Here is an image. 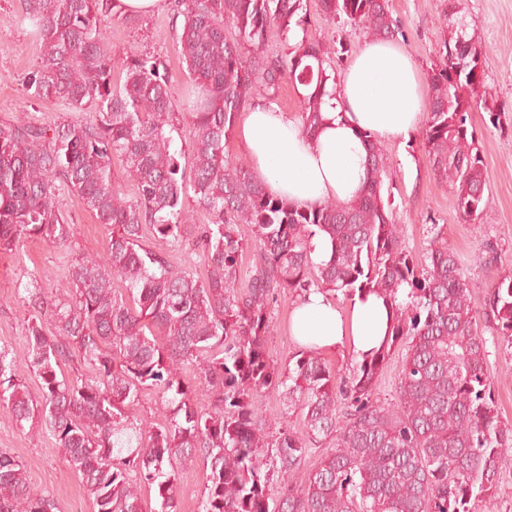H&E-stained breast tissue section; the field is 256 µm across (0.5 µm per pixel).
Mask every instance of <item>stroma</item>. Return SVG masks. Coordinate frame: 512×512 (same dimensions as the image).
<instances>
[{
    "instance_id": "1",
    "label": "stroma",
    "mask_w": 512,
    "mask_h": 512,
    "mask_svg": "<svg viewBox=\"0 0 512 512\" xmlns=\"http://www.w3.org/2000/svg\"><path fill=\"white\" fill-rule=\"evenodd\" d=\"M455 3L460 16L475 32L484 49L483 85L492 95L499 116L497 126L485 123L483 112L471 118L481 141V155L488 175L489 203L477 223L460 219L449 186L439 183L432 170L419 131L383 142L390 171L382 195L392 205L393 217L402 227V242L412 252L428 246L427 229L436 223L456 249L466 278L472 284V304L483 309L488 285L512 276V0H389L392 15L399 22L400 44L410 54L422 85H429L432 68L439 63L448 31L443 23L447 3ZM178 0L143 16L113 15L107 36L115 58L130 49L161 60L168 76L174 105H181L191 80L175 51V21ZM310 27L325 35H341L348 55L334 63L344 72L351 56L364 47L363 30L337 25L326 18L319 0H307ZM23 0H0V125L28 114L47 125L74 120L75 114L55 99L29 100L24 79L39 61V40L22 20ZM57 205L72 226L68 245L55 246L38 239H22L12 251L0 252V345L11 349L16 375L31 395H38V383L20 340L30 315L20 299L28 274L37 273L51 282L64 279L76 257L105 255L112 229L86 211L76 195L60 191ZM294 299L279 302L271 323L268 343L271 358L287 363L299 345L289 334V317ZM488 373L499 415L512 424V351L497 343L488 346ZM8 453L28 466L31 483L48 491L60 512H92L85 489L56 448L54 439L35 429L22 428L8 410L0 408V452Z\"/></svg>"
}]
</instances>
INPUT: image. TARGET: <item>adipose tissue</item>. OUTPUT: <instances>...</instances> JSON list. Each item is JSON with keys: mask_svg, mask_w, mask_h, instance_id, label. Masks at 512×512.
Returning a JSON list of instances; mask_svg holds the SVG:
<instances>
[{"mask_svg": "<svg viewBox=\"0 0 512 512\" xmlns=\"http://www.w3.org/2000/svg\"><path fill=\"white\" fill-rule=\"evenodd\" d=\"M421 79L409 53L398 43L369 39L337 86L332 104L314 134L276 104L258 103L241 112L236 138L251 172L272 195L306 206L324 200L349 203L367 184L363 133L376 140L407 134L423 118ZM389 313L376 296L353 297L341 312L331 296L310 290L298 296L290 333L300 345L320 351L349 347L360 355L379 346Z\"/></svg>", "mask_w": 512, "mask_h": 512, "instance_id": "ef3b65f1", "label": "adipose tissue"}]
</instances>
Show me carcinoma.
Segmentation results:
<instances>
[{
  "label": "carcinoma",
  "instance_id": "1",
  "mask_svg": "<svg viewBox=\"0 0 512 512\" xmlns=\"http://www.w3.org/2000/svg\"><path fill=\"white\" fill-rule=\"evenodd\" d=\"M305 0H181L177 51L192 78L190 171L165 126L173 103L165 66L132 52L118 63L106 35L113 0H26L23 20L40 41L39 65L26 77L32 100L54 98L90 121L54 127L30 119L0 126V251L23 238L64 245L71 225L57 207L60 188L76 194L112 226L106 256L72 261L66 281L45 288L29 275L21 299L30 308L23 343L39 382L34 399L16 378L11 350L0 346V407L19 425L49 433L79 478L94 512H143L141 491L157 512H179L182 464L209 468L199 512H477L494 499L502 463L512 455V425L500 420L487 373L488 339L478 327L471 284L442 228L429 227L423 257L407 251L382 197L387 158L365 133L369 182L351 203L299 206L266 192L229 160L226 140L240 112L276 99L283 76L300 95L303 130L322 120L333 55L348 48L307 33ZM321 11L380 39L401 33L389 0H320ZM237 30L224 34V25ZM300 28L288 59L265 46L272 31ZM442 62L432 70L422 138L436 179L449 186L465 222L486 207L487 176L478 107L496 124L473 70L482 44L461 18L451 25ZM123 81L112 84V71ZM135 183L118 188L112 158ZM210 216L193 224L184 199ZM247 226L254 261L239 287ZM173 249L202 250L199 278L166 253L142 245L145 229ZM328 235L319 265L312 239ZM347 298L375 294L392 324L380 346L341 376L321 352L301 347L283 367L267 351L281 298L310 289ZM486 317L512 349V277L489 286ZM397 350L395 399L377 382ZM75 359L85 372L67 376ZM191 369L212 390L210 406L192 400ZM155 394L164 422L136 414ZM276 393L279 416L259 414L257 397ZM299 415L304 432L288 422ZM318 464L301 473L328 442ZM54 499L30 482L26 465L0 452V512H55Z\"/></svg>",
  "mask_w": 512,
  "mask_h": 512
}]
</instances>
